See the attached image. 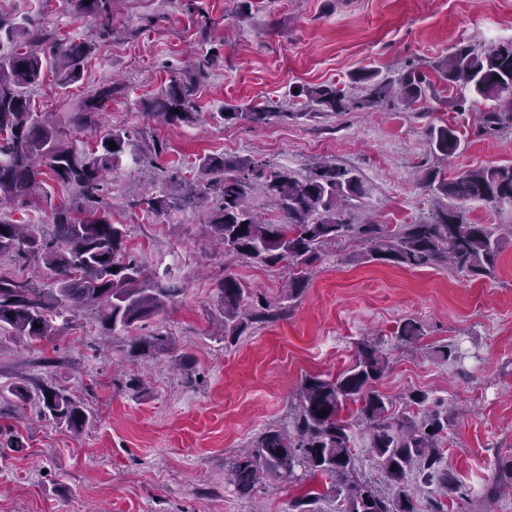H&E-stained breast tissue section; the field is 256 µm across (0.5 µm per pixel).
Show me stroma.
Wrapping results in <instances>:
<instances>
[{"label":"stroma","instance_id":"obj_1","mask_svg":"<svg viewBox=\"0 0 512 512\" xmlns=\"http://www.w3.org/2000/svg\"><path fill=\"white\" fill-rule=\"evenodd\" d=\"M233 9L234 0H112L119 36L104 41L96 21L71 16L66 0H0L1 14L34 13L56 37L92 47L78 82L62 87L49 76L33 90L36 109L60 119L99 85L117 84L101 126L134 132L135 153L153 164L136 169L126 159L107 175L112 221L127 225L126 246L149 275L182 288L166 311L119 336L103 333L85 308L58 321L41 344L0 338V384L61 386L90 415L76 434L40 417L36 404L0 398V512H288L305 485L266 475L242 498L225 480L226 466L254 434L287 423L305 377H334L353 362L360 338L390 339L410 318L425 335L412 346L391 345L378 390L394 398L420 390L452 408L447 462L473 487L512 458V240L481 280L446 266L362 263L357 242L328 248L286 318L251 327L227 346L214 334L218 282L233 275L252 299L275 305L287 265L212 249L207 212L157 216L130 205L157 186L160 170L192 171L205 154L248 155L297 172L328 159L354 169L367 187L354 223H416L428 196L419 170L453 176L512 162V131L480 126L489 102L448 90L432 69L457 45L511 41L512 0H253L242 26ZM212 49L197 124H160L138 110L170 79L196 77L199 55ZM360 68L389 75L412 68L433 86L418 111L345 112L262 129L219 116L227 104L265 101L300 111L288 95L294 86L345 85ZM444 124L460 130L461 146L442 160L429 133ZM158 332L190 355L189 372L164 357L129 355L131 339ZM450 341L467 353L464 370L432 356ZM141 378L145 387L131 389ZM16 435L25 443L19 451L7 446Z\"/></svg>","mask_w":512,"mask_h":512}]
</instances>
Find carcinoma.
I'll return each instance as SVG.
<instances>
[{"label": "carcinoma", "mask_w": 512, "mask_h": 512, "mask_svg": "<svg viewBox=\"0 0 512 512\" xmlns=\"http://www.w3.org/2000/svg\"><path fill=\"white\" fill-rule=\"evenodd\" d=\"M71 11L99 22V37L112 36V0H67ZM46 37L37 19L21 21L0 15V256L41 261L39 280L0 274V333L32 345L55 335L56 320L82 307L97 310L101 327L117 335L138 322L164 312L180 286L146 274L128 254V229L114 224L103 201L107 171L133 146L131 132L112 129L89 148L66 140L63 126L36 111L31 91L52 73L61 85L80 79L90 46L80 40H57L44 49ZM433 69L450 88L469 91L497 106L479 113L488 132L512 130V41L485 49L459 45ZM198 81L172 79L160 93L140 102L142 111L167 124L191 125L197 120ZM430 83L424 75L405 70L383 76L375 69L350 74V86L299 85L292 97L305 111L283 112L269 105L242 108L227 105L221 118L257 129L275 121L399 105L406 110L426 100ZM116 86L104 84L67 115L74 129L98 127L105 104ZM117 148H110V143ZM461 145L451 125L432 130L430 147L437 157L455 154ZM53 182L77 197L57 201ZM168 191L144 194L137 205L152 214L183 208L211 209L207 234L224 253L266 264L286 263L291 271L282 299H299L309 285L310 271L330 246L360 242L364 262L382 261L414 270L446 263L474 279L490 277L503 236L490 224H473L461 204L480 202L512 205V163L466 170L454 178L428 169L421 184L435 198L429 218L418 224H356L351 210L366 195L362 180L332 161L312 164L300 175L250 156L208 154L199 159L198 177L189 180L181 169L165 170ZM260 188L281 217L267 224L248 207ZM34 205L44 219L18 221L3 213L4 204ZM53 226L47 235L44 224ZM224 340L235 342L253 324L279 320L286 306L257 304L226 274L217 288ZM402 345L424 336L421 322L405 320L393 332ZM133 355L170 354L171 337L157 333L130 341ZM442 362L462 364L457 343L433 350ZM390 369L381 338L366 337L356 346L353 363L330 379L304 380L291 406V427H268L251 438L247 451L232 462L229 482L242 497L251 496L263 475L291 482L321 479L293 503L291 512H323L320 502L336 503L334 512H450L469 499L470 486L447 464L444 447L453 422L452 411L427 393L400 395L402 408L376 388ZM39 413L79 433L89 416L80 402L60 387H43ZM359 404L353 417L342 415L348 404ZM326 415H321V412ZM432 431H427V428ZM368 438V453L377 475L365 471L354 447V430ZM430 495L421 498L416 489ZM512 488V459L498 463L495 479L480 496L494 500Z\"/></svg>", "instance_id": "cac0c4a2"}]
</instances>
